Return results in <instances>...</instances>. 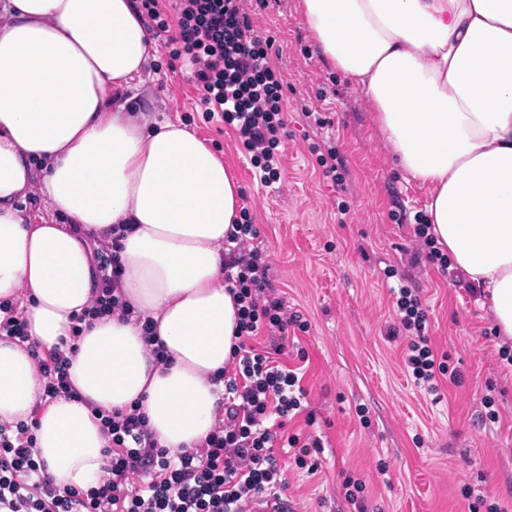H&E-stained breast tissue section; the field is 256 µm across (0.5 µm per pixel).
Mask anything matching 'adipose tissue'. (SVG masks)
Instances as JSON below:
<instances>
[{
    "instance_id": "adipose-tissue-1",
    "label": "adipose tissue",
    "mask_w": 512,
    "mask_h": 512,
    "mask_svg": "<svg viewBox=\"0 0 512 512\" xmlns=\"http://www.w3.org/2000/svg\"><path fill=\"white\" fill-rule=\"evenodd\" d=\"M325 59L371 103L396 164L426 187L431 232L512 337V0H300ZM137 0H0V300L29 342L0 336V424L36 421L61 488L101 479L95 418L139 405L160 447L202 445L220 417L237 308L224 240L242 207L229 166L178 120L125 98L154 44ZM44 198L50 216L20 202ZM121 241L132 307L93 320L71 398L46 400L33 354L70 338L92 299V244ZM150 319L165 357L146 346Z\"/></svg>"
}]
</instances>
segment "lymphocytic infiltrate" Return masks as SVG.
Listing matches in <instances>:
<instances>
[{
    "instance_id": "obj_1",
    "label": "lymphocytic infiltrate",
    "mask_w": 512,
    "mask_h": 512,
    "mask_svg": "<svg viewBox=\"0 0 512 512\" xmlns=\"http://www.w3.org/2000/svg\"><path fill=\"white\" fill-rule=\"evenodd\" d=\"M139 4L153 23L152 38L170 47L173 59L192 65L206 119L233 127L252 154L256 177L267 186L277 182L278 147L288 122L283 79L252 18L238 0ZM122 231L113 227L112 249L99 256L96 297L76 316L73 336L87 321L128 308L114 288ZM259 236L247 210L226 236L234 248L224 262V280L237 301L239 336L230 366L218 376L224 420L201 448L170 454L152 440L138 409L114 410L100 418L109 439L107 475L84 491L54 484L35 457L34 424L17 422L12 435L0 427V512H234L240 502L284 487L278 450H291L298 468L316 467L321 438L289 430L299 417L315 422L300 370L287 359L291 330L306 331L307 323L288 312L273 289ZM396 306L390 332L405 338L403 362L415 382L430 392L443 374L459 383L431 343L418 290L399 287Z\"/></svg>"
}]
</instances>
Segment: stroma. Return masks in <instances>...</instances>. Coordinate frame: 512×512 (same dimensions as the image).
<instances>
[{"mask_svg": "<svg viewBox=\"0 0 512 512\" xmlns=\"http://www.w3.org/2000/svg\"><path fill=\"white\" fill-rule=\"evenodd\" d=\"M264 36L283 75L288 125L279 181L262 186L232 128L206 121L192 68L159 49L148 66L139 106L156 120L180 119L236 173L253 204L271 263L270 279L289 312L307 320L300 334L308 355L303 384L316 414L324 452L315 474L282 456L285 498L295 512H354L343 483L365 485L367 512H470L478 499L512 512V366L499 349L490 304L414 262L417 216L426 214L427 188L397 167L370 102L324 58L299 0H240ZM318 113L348 170L346 190L323 177L310 146ZM350 208L340 224V203ZM393 269L385 278L384 269ZM419 289L429 333L447 354L461 384L441 379L436 393L415 385L405 369L390 286ZM493 394L498 423L482 424L481 399ZM368 410L360 424L356 405ZM386 461L387 473L377 469Z\"/></svg>", "mask_w": 512, "mask_h": 512, "instance_id": "stroma-1", "label": "stroma"}]
</instances>
